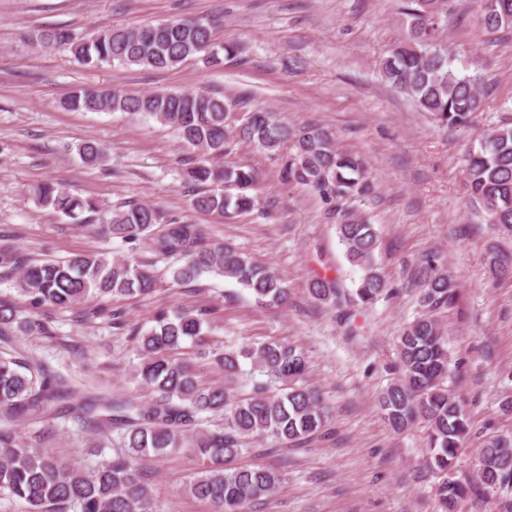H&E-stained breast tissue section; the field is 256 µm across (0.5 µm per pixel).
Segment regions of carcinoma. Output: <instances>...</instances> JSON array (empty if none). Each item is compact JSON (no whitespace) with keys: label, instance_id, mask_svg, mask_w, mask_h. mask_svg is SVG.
I'll use <instances>...</instances> for the list:
<instances>
[{"label":"carcinoma","instance_id":"cac0c4a2","mask_svg":"<svg viewBox=\"0 0 512 512\" xmlns=\"http://www.w3.org/2000/svg\"><path fill=\"white\" fill-rule=\"evenodd\" d=\"M448 2L402 0L405 33L382 60L381 72L440 125L460 128L482 109L484 80L461 74L437 44ZM479 23L488 35L512 29V0H481ZM218 26L219 20L209 17L174 18L155 25L109 28L90 37L53 29L43 33L40 42L44 49L64 47L77 61L93 67L117 64L165 70L196 57L218 68L241 51L237 43L215 41ZM60 106L70 112H121L170 126L190 153L183 177L198 187L191 208L201 212L244 213L258 204L252 194L257 172L249 166L219 164L231 130L274 156L289 145L282 180L304 185L336 203L339 241L348 261L362 271L356 288L359 300L369 305L392 293L375 261L379 231L359 210L342 208L343 202L372 192L367 163L340 151L331 131L315 123L293 128L262 108L247 113L233 128V110L239 103L206 92L141 94L78 88ZM77 153L91 165L104 156L93 140L79 144ZM463 175L469 203L485 214L498 235L512 239V123L484 131L478 145L465 154ZM32 195L55 213L79 222H98L103 234L129 247L132 254L143 244L155 258L173 261L167 268L173 284L214 273L235 280L260 304L283 305L288 300V288L275 270L229 245L210 243L208 228L188 217L168 215L147 204L104 209L93 199L50 184L35 187ZM484 260L493 279H512L511 255L490 246ZM0 272L16 275L18 291L28 297L25 312L0 298V342L6 346L15 336L50 335L49 322L39 315L46 306L63 310L90 298L148 295L159 282L151 261L98 252L64 260H27L8 237L0 239ZM413 280L420 290L422 313L397 338V376L381 393L380 406L398 433L426 424L425 468L439 478L435 484L439 509L457 512L459 500L470 489L456 473L471 425L462 401L446 385L447 337L438 318L455 303L457 286L437 251L420 257ZM310 294L317 302H327L336 297V288L318 277ZM213 315L208 307H186L172 315L161 309L154 327L137 331L140 360L133 376L151 394L146 405L78 390L48 366L1 351L0 415L11 421L45 420L64 403L83 425L98 428L99 412L110 411L112 423L121 429L123 447L112 458L82 471L61 463L35 441L21 442L12 428L0 425V491L22 501L26 512H152L150 491L135 460L150 452L163 456L190 448L202 464L188 489L209 501L215 512H244L269 497L279 481L275 472L259 465L230 466L245 440L270 436L285 446L297 442L327 425L329 409L320 393L304 384L308 362L301 352L277 342L226 352L209 343ZM188 343L194 351L186 350ZM197 355L211 357L213 366L228 377L242 374L241 363L247 361L282 387L272 390L255 383L240 398L222 385L202 381ZM205 413L221 416L223 423L198 429ZM476 460L483 492L512 490L511 435L488 436L476 449Z\"/></svg>","mask_w":512,"mask_h":512}]
</instances>
